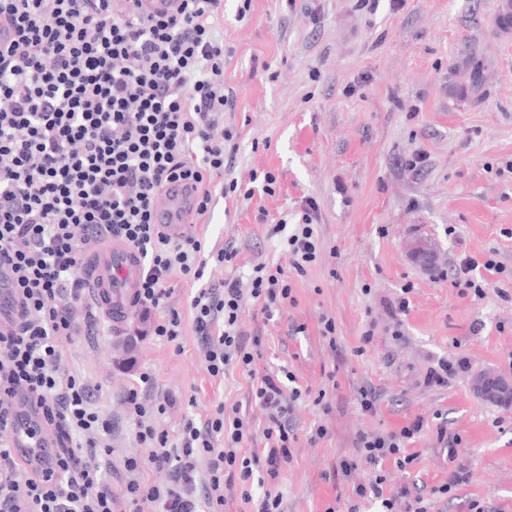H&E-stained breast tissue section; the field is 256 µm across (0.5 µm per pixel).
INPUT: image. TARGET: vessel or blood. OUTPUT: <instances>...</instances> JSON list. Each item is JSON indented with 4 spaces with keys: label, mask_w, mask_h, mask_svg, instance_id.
I'll use <instances>...</instances> for the list:
<instances>
[{
    "label": "vessel or blood",
    "mask_w": 512,
    "mask_h": 512,
    "mask_svg": "<svg viewBox=\"0 0 512 512\" xmlns=\"http://www.w3.org/2000/svg\"><path fill=\"white\" fill-rule=\"evenodd\" d=\"M192 194L182 186H172L155 199L156 223L168 230L181 229V216L191 205ZM143 271L139 257L125 246L112 242L99 246L87 258L81 272L96 307L109 320L123 321L133 309L134 294ZM12 446L20 454L37 461L50 450V439L36 415L18 409L12 425Z\"/></svg>",
    "instance_id": "obj_1"
}]
</instances>
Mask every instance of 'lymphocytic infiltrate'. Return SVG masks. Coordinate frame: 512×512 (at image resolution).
Here are the masks:
<instances>
[{"mask_svg": "<svg viewBox=\"0 0 512 512\" xmlns=\"http://www.w3.org/2000/svg\"><path fill=\"white\" fill-rule=\"evenodd\" d=\"M137 0H0V27L13 33L0 47V269L10 292L0 304V512H194L199 489L207 512H224L225 492L249 491L257 474L275 475L287 457L292 402L278 374L263 375L253 400L264 409L266 454L241 450L242 421L217 405L203 422L187 419L178 442L150 423L153 413L137 390L126 396L127 417L147 460L127 459L130 480L113 485L100 473L109 455L112 423L94 406L79 377L61 376L60 355L81 330L86 294L80 275L88 252L112 240L143 262L135 302L163 307L173 275L201 278L202 241L173 238L153 218L157 194L173 184L194 193L193 219L210 213L214 178L224 174V40L216 21L224 0H180L178 14L144 17ZM314 201L288 237L290 269L304 273L316 259ZM286 268V269H289ZM282 267H255L251 294L272 312L292 289ZM242 290L228 280L198 289L190 301L204 362L212 377L232 367L251 369L255 357L238 326ZM27 396L57 446L49 469L25 470L1 433L9 428L17 394ZM421 429L413 422L387 434H359L357 462L374 466L359 499L383 512H428L417 486L386 489L381 466L406 469L416 460L407 444ZM207 471L198 476L196 461ZM170 469L171 483L137 479L144 468Z\"/></svg>", "mask_w": 512, "mask_h": 512, "instance_id": "obj_1", "label": "lymphocytic infiltrate"}]
</instances>
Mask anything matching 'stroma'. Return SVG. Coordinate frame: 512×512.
<instances>
[{
  "mask_svg": "<svg viewBox=\"0 0 512 512\" xmlns=\"http://www.w3.org/2000/svg\"><path fill=\"white\" fill-rule=\"evenodd\" d=\"M249 11H242V4ZM498 0H224V92L232 100L224 126L233 133L224 184L206 219L186 225L206 251H236L231 262L208 261L201 279L171 277L167 301L184 319L180 346L151 334L157 311L133 308L110 331L96 329L91 300L81 325L94 326L64 349L62 374L97 387L96 407L111 419L112 482L126 459L147 458L126 416L129 390L143 389L164 406L154 423L178 439L185 419H204L217 404L235 406L246 449L264 445L266 416L251 399L254 378L280 369L307 394L288 416V456L254 497L281 495L283 512H379L357 501L370 466L342 474L358 434L422 428L408 445L406 469L383 464L386 485L418 483L431 491L430 512H512V404L481 400L480 371L512 376V34L494 24ZM484 66L480 87L460 97L464 63ZM419 168H410L415 157ZM271 173L274 194L250 180ZM314 200L318 255L304 274H290L292 298L273 315L244 294L239 326L259 338L253 371L210 376L190 311L196 289L227 279L248 281L259 264L288 265L284 239L305 200ZM425 238L435 262L426 267L407 244ZM473 258L483 296L455 286L461 258ZM495 259L499 270L485 267ZM447 271L436 279L437 271ZM410 307L398 312L400 296ZM336 340L322 334L323 318ZM131 342L130 361L116 344ZM444 384L429 374L442 363ZM150 373L151 386L141 376ZM375 391L366 413L358 390ZM322 404H315V396ZM326 428L316 437L317 428ZM457 437L456 457L438 439ZM466 481L454 483L456 472ZM452 483L448 494L436 489Z\"/></svg>",
  "mask_w": 512,
  "mask_h": 512,
  "instance_id": "stroma-1",
  "label": "stroma"
}]
</instances>
